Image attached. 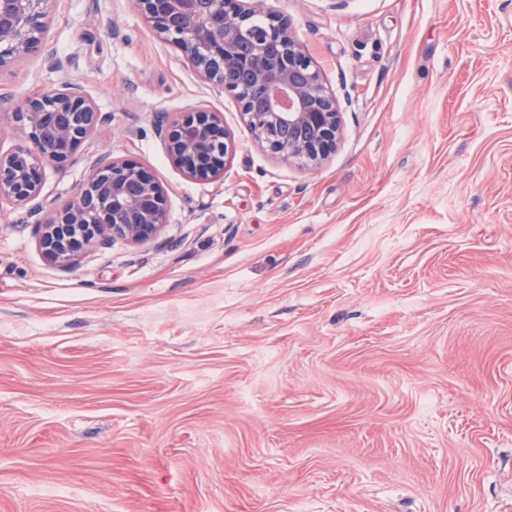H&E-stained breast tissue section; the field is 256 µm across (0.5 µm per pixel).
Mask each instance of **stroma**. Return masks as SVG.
Masks as SVG:
<instances>
[{
  "instance_id": "1",
  "label": "stroma",
  "mask_w": 512,
  "mask_h": 512,
  "mask_svg": "<svg viewBox=\"0 0 512 512\" xmlns=\"http://www.w3.org/2000/svg\"><path fill=\"white\" fill-rule=\"evenodd\" d=\"M342 108L335 153L273 158L136 0H54L0 71L105 121L0 203V512H512V0H248ZM214 111L223 175L160 116ZM149 169L159 238L47 263L36 215L101 154ZM158 127L168 152L191 179L220 176L228 162L231 133L220 112H186L172 121L162 116Z\"/></svg>"
}]
</instances>
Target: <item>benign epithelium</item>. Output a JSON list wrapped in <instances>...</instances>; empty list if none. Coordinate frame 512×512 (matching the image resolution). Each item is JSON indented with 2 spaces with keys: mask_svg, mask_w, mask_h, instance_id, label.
<instances>
[{
  "mask_svg": "<svg viewBox=\"0 0 512 512\" xmlns=\"http://www.w3.org/2000/svg\"><path fill=\"white\" fill-rule=\"evenodd\" d=\"M49 0H0V71L20 51L42 43ZM157 34L179 48L208 80L234 93L255 141L283 161L317 165L333 151L340 105L324 85L288 22L243 29L238 0H138ZM29 140L0 154V201L18 204L40 192L42 170L72 159L103 121L95 103L68 81L30 98L13 113ZM158 127L168 152L191 179L220 176L231 133L220 112H186ZM167 221V192L142 165L110 155L97 158L74 200L43 221L39 246L51 264L69 268L95 244L158 238Z\"/></svg>",
  "mask_w": 512,
  "mask_h": 512,
  "instance_id": "obj_1",
  "label": "benign epithelium"
}]
</instances>
